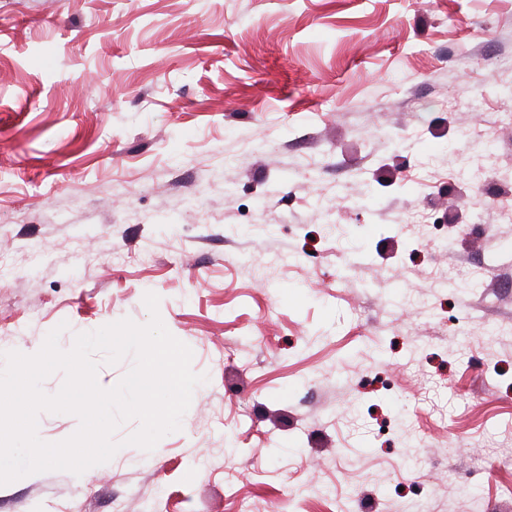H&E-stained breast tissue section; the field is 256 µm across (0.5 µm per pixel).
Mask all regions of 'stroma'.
Segmentation results:
<instances>
[{
    "instance_id": "1",
    "label": "stroma",
    "mask_w": 512,
    "mask_h": 512,
    "mask_svg": "<svg viewBox=\"0 0 512 512\" xmlns=\"http://www.w3.org/2000/svg\"><path fill=\"white\" fill-rule=\"evenodd\" d=\"M505 111L512 0H0V352L152 292L206 377L153 451L129 421L0 512H512V337L430 279L497 251L512 322V126L453 177Z\"/></svg>"
}]
</instances>
